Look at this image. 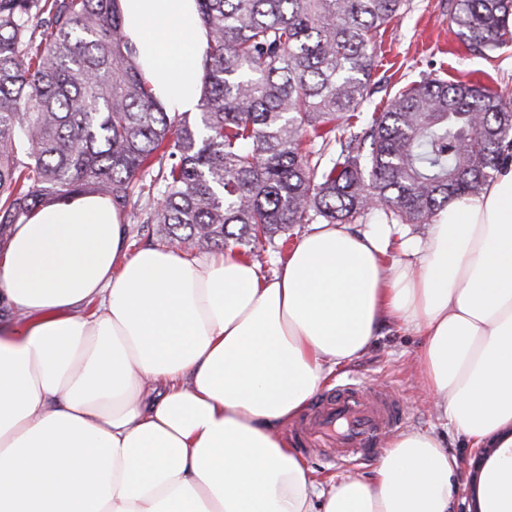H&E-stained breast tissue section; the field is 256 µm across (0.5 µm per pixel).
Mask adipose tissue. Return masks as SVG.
<instances>
[{
	"mask_svg": "<svg viewBox=\"0 0 512 512\" xmlns=\"http://www.w3.org/2000/svg\"><path fill=\"white\" fill-rule=\"evenodd\" d=\"M160 101L200 103L196 0H121ZM392 229L318 224L272 275L225 249L130 251L111 201L82 194L0 244V512H450L439 435H396L371 478L322 482L284 436L381 326L448 427L494 445L481 512H512V164L387 261Z\"/></svg>",
	"mask_w": 512,
	"mask_h": 512,
	"instance_id": "adipose-tissue-1",
	"label": "adipose tissue"
}]
</instances>
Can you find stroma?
Segmentation results:
<instances>
[{
    "label": "stroma",
    "mask_w": 512,
    "mask_h": 512,
    "mask_svg": "<svg viewBox=\"0 0 512 512\" xmlns=\"http://www.w3.org/2000/svg\"><path fill=\"white\" fill-rule=\"evenodd\" d=\"M456 30L448 0H411L409 9L387 27L385 57L374 73L378 84L371 107L384 108L400 87L428 76L486 85L512 100V71L504 67L505 61L512 59V35L493 57L485 58L467 51ZM419 345L420 338L414 333L393 325L384 326L369 351L337 373L336 380L379 383L395 389L405 404V429L434 428L437 423L434 405L422 392L414 369ZM442 439L458 462L451 489L453 512H472L473 450L455 431L443 434ZM294 449L309 462L320 480L335 475L366 477L375 466L371 460L337 464L335 449L327 445L307 448L298 443Z\"/></svg>",
    "instance_id": "obj_1"
}]
</instances>
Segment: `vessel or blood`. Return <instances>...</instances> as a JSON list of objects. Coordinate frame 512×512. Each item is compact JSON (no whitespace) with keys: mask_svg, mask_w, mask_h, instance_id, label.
Masks as SVG:
<instances>
[{"mask_svg":"<svg viewBox=\"0 0 512 512\" xmlns=\"http://www.w3.org/2000/svg\"><path fill=\"white\" fill-rule=\"evenodd\" d=\"M406 416L400 397L374 386L347 384L303 418L296 431L309 445L330 441L337 457L370 458L378 454L387 435L401 427Z\"/></svg>","mask_w":512,"mask_h":512,"instance_id":"vessel-or-blood-1","label":"vessel or blood"}]
</instances>
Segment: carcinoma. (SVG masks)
Masks as SVG:
<instances>
[{"mask_svg": "<svg viewBox=\"0 0 512 512\" xmlns=\"http://www.w3.org/2000/svg\"><path fill=\"white\" fill-rule=\"evenodd\" d=\"M210 37L199 112H169L136 62L120 0H0V240L79 194L200 252L256 249L297 224L381 210L427 224L512 162V103L423 79L361 120L387 25L408 0H197ZM512 0H455L457 35L487 55ZM47 31L35 36L42 22ZM311 129L318 144L305 146Z\"/></svg>", "mask_w": 512, "mask_h": 512, "instance_id": "obj_1", "label": "carcinoma"}]
</instances>
